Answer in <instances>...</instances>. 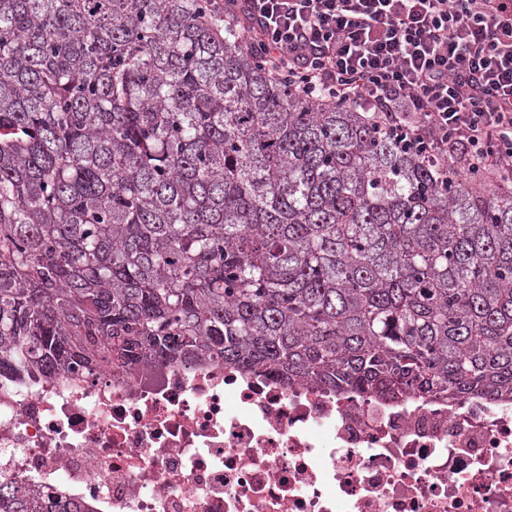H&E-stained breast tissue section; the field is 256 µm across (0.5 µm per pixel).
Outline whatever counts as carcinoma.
<instances>
[{"label": "carcinoma", "instance_id": "obj_1", "mask_svg": "<svg viewBox=\"0 0 512 512\" xmlns=\"http://www.w3.org/2000/svg\"><path fill=\"white\" fill-rule=\"evenodd\" d=\"M205 358L512 400V185L302 94L206 0H0V374Z\"/></svg>", "mask_w": 512, "mask_h": 512}]
</instances>
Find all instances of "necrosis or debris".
<instances>
[{"mask_svg":"<svg viewBox=\"0 0 512 512\" xmlns=\"http://www.w3.org/2000/svg\"><path fill=\"white\" fill-rule=\"evenodd\" d=\"M88 512H512V404L202 361L0 376V483Z\"/></svg>","mask_w":512,"mask_h":512,"instance_id":"obj_1","label":"necrosis or debris"}]
</instances>
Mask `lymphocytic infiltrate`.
Instances as JSON below:
<instances>
[{"mask_svg":"<svg viewBox=\"0 0 512 512\" xmlns=\"http://www.w3.org/2000/svg\"><path fill=\"white\" fill-rule=\"evenodd\" d=\"M303 92L352 99L440 171L512 180V0H210Z\"/></svg>","mask_w":512,"mask_h":512,"instance_id":"f902f5d3","label":"lymphocytic infiltrate"}]
</instances>
